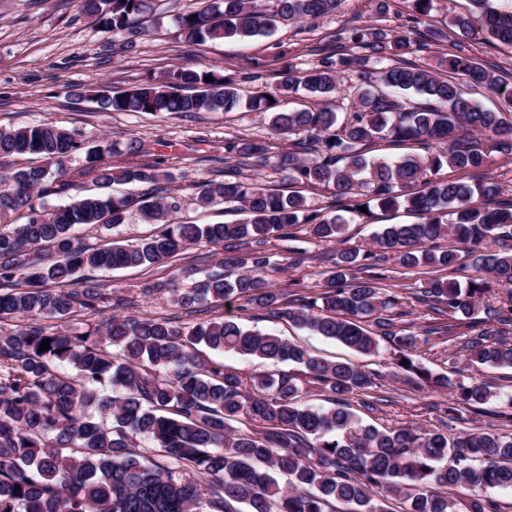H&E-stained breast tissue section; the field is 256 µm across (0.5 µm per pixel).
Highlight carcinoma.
Masks as SVG:
<instances>
[{
    "mask_svg": "<svg viewBox=\"0 0 512 512\" xmlns=\"http://www.w3.org/2000/svg\"><path fill=\"white\" fill-rule=\"evenodd\" d=\"M338 0H199L198 9L174 19L188 43L247 38L279 20H313ZM470 15L449 20L463 36L480 25L490 38L512 44V12L491 0H471ZM102 31L122 35L132 48L160 26L154 0H79ZM407 29L353 26L336 31L318 49V65L281 67L278 90L304 86L318 98L353 95L343 115L317 108L275 112L272 131L292 148L272 151L266 142L232 138L225 152L251 158L286 174L289 182L330 187L323 210L308 211L293 191L276 192L243 180L235 165L224 180L200 187L199 207L232 204L247 213L239 223L174 222L183 200L165 184L171 175L155 165L112 163L114 146L88 142L48 123L0 128V159L29 157L26 166L0 174V321L31 325L0 334V512H389L396 496L405 512H499L485 491L512 490V433L463 430L455 436L414 425L378 429L363 424L349 402L374 385L359 366L326 360L280 336L230 319L175 325L166 318L114 315L59 331L45 320L96 314L107 293L92 272L150 268L175 260L192 245L215 249V269L197 285L169 289L174 303L202 314L216 302L241 301V310L263 309L360 354L392 342V363L418 380L453 389L448 413L481 415L492 396L487 382L435 376L415 362L417 335L403 328L399 298L390 294L384 263L408 274H429L416 296L437 315L425 335L449 336L443 317L473 315L494 285L512 284V251L483 252L490 242L512 240V196L497 184L442 178L449 167H483L487 154L512 158V122L464 96L456 78L483 88L512 108V86L478 63L465 43L438 57L436 66L408 56L446 34L428 19L432 0H411ZM212 77L206 82L204 78ZM349 88H344V84ZM111 112L152 115L253 111L276 107L275 95L258 91L242 101L235 77L193 65L166 72L155 83L97 95ZM385 140L416 145L396 159L368 155ZM85 154V169L100 188L119 182L147 187L139 195L78 194L68 163ZM315 158L309 159L307 155ZM366 211H359V206ZM401 206L422 215L414 224H385L364 248L326 255L320 291L303 295L274 287L280 263L267 245L296 241L298 227L311 240L344 243L345 214L370 217ZM23 213L25 221L10 218ZM155 225L133 242L85 245L81 226L111 230L132 213ZM470 265L465 287L453 274ZM461 349L464 360L485 368H512V304L486 305L473 319ZM50 349L39 351L44 339ZM304 367L249 377L205 362L198 346ZM75 370L70 374L64 367ZM314 385L331 393L330 406L303 401ZM146 441L160 449L155 461L136 450Z\"/></svg>",
    "mask_w": 512,
    "mask_h": 512,
    "instance_id": "carcinoma-1",
    "label": "carcinoma"
}]
</instances>
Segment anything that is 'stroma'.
<instances>
[{"label":"stroma","instance_id":"stroma-1","mask_svg":"<svg viewBox=\"0 0 512 512\" xmlns=\"http://www.w3.org/2000/svg\"><path fill=\"white\" fill-rule=\"evenodd\" d=\"M198 0H155V8L165 22L151 30L129 51L121 50V36L103 33L93 18L80 12L76 0H0V128L47 122L75 130L83 140L107 138L117 147L138 139L144 151L138 158L114 157L117 165L130 161L155 164L175 179L178 195L190 199L192 186L224 177L228 159L224 142L230 137L262 140L276 145L266 112L237 110L198 112L184 115L141 114L100 110L93 93L117 94L163 75L166 71L189 64L224 75L250 69L261 63L258 82L242 84L250 95L255 91L274 92L281 59L297 63L306 70L317 64L316 47L342 27L374 24L390 28L403 25L409 0H339L334 12L314 20L279 25L273 32L245 42L206 41L191 44L182 40L173 23L174 17L196 9ZM111 51H104V44ZM85 91V98L73 97V90ZM418 215L399 210H373L368 223H351L345 234L350 246L363 247L384 224H411ZM312 259L293 268L288 266V242L272 241L268 248L284 269L278 276L279 288L299 282L303 293L316 291L327 268L322 256L329 245L303 240ZM207 246L187 249L174 265L148 269H129L99 273L98 278L113 298L126 299V306L108 307L102 318L112 314L140 318H175L180 323L198 322V315L185 313L174 303L167 288L171 279L181 287H193L197 281L193 269L202 268V259L211 255ZM209 318L241 319L242 323L300 343L315 355L329 360L347 359L372 373L375 403L359 408L364 422L380 428L415 425L456 435L468 428L480 431L500 428L498 412L512 414V369L474 371L459 357L457 350L465 332L464 321H457L452 335L442 340L420 343L417 362L433 374L452 379L479 377L489 383L494 397L491 415L463 413L449 419L448 390L423 386L416 390L404 380V374L390 361L389 343H381L377 355L363 356L348 348L285 321L267 318L264 311H242L238 302H230L209 311Z\"/></svg>","mask_w":512,"mask_h":512}]
</instances>
